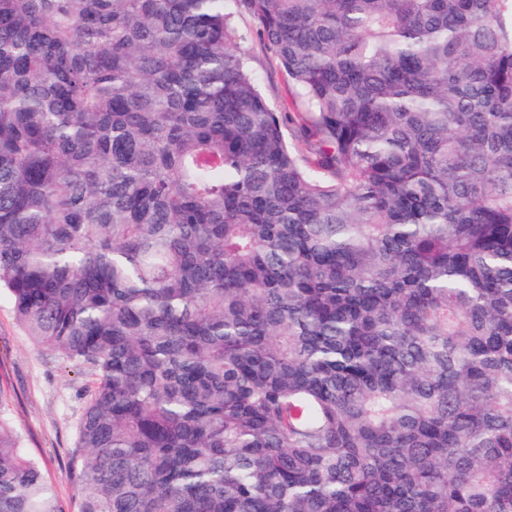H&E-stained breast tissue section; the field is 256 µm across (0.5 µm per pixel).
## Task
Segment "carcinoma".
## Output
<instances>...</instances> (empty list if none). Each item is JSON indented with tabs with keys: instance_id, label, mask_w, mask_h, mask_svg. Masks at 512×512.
<instances>
[{
	"instance_id": "carcinoma-1",
	"label": "carcinoma",
	"mask_w": 512,
	"mask_h": 512,
	"mask_svg": "<svg viewBox=\"0 0 512 512\" xmlns=\"http://www.w3.org/2000/svg\"><path fill=\"white\" fill-rule=\"evenodd\" d=\"M2 291L78 512H512V0H0ZM249 62L262 94L279 112H296L291 104L287 77L273 52L252 33L240 44Z\"/></svg>"
}]
</instances>
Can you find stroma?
Returning <instances> with one entry per match:
<instances>
[{"label": "stroma", "mask_w": 512, "mask_h": 512, "mask_svg": "<svg viewBox=\"0 0 512 512\" xmlns=\"http://www.w3.org/2000/svg\"><path fill=\"white\" fill-rule=\"evenodd\" d=\"M248 37L241 50L248 57L262 94L279 111H292L287 77L273 52L253 36L249 15L239 20ZM92 377L39 349L17 322L13 305L0 294V403L24 435L25 452L36 459L66 512L76 508L70 461L77 423Z\"/></svg>", "instance_id": "stroma-1"}]
</instances>
